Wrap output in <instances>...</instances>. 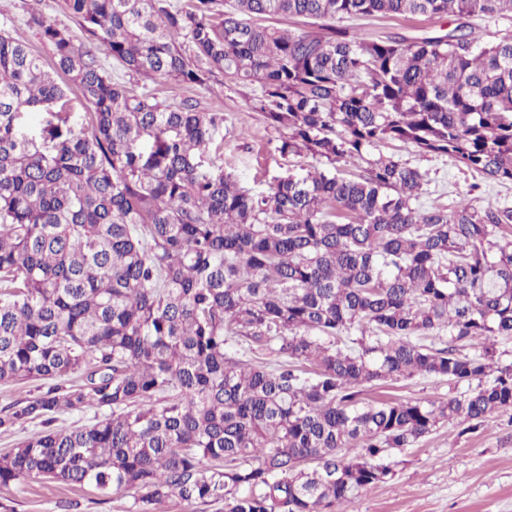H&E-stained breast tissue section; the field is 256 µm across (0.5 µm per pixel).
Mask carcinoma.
<instances>
[{
	"label": "carcinoma",
	"mask_w": 512,
	"mask_h": 512,
	"mask_svg": "<svg viewBox=\"0 0 512 512\" xmlns=\"http://www.w3.org/2000/svg\"><path fill=\"white\" fill-rule=\"evenodd\" d=\"M62 3L129 74L259 84L251 108L284 132L280 154L333 168L239 187L201 164L223 114L137 93L35 17L92 108L79 124L54 72L0 31V382H42L0 411V432L42 426L0 454V486L134 490L131 512L173 496L336 512L392 477L391 450L512 410L496 350L512 336V205L426 207V173L370 156L401 142L512 184V31L484 41L470 22L512 17V0ZM283 16L318 30L269 24ZM376 16L454 26L366 40L342 25ZM32 113L44 124L25 127ZM415 376L467 389L361 398ZM89 408L94 423L52 427Z\"/></svg>",
	"instance_id": "obj_1"
}]
</instances>
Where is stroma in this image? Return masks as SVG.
Listing matches in <instances>:
<instances>
[{"label":"stroma","mask_w":512,"mask_h":512,"mask_svg":"<svg viewBox=\"0 0 512 512\" xmlns=\"http://www.w3.org/2000/svg\"><path fill=\"white\" fill-rule=\"evenodd\" d=\"M37 16L67 29L75 42L87 43L77 18L60 0H0V28L27 43L50 67L54 50L34 24ZM349 25L363 38L375 40L393 34L417 37L434 29L436 23L422 17L387 16L353 19ZM160 92L167 101L191 98L201 111L223 114L224 123L202 156L204 168H223L242 188L258 192L268 190L292 167V159L277 149L278 133L267 128L261 113L252 110L251 90H238L222 73H214L203 86L169 82ZM378 150L427 172L423 205L450 208L464 198L477 206L495 200L512 202V184L489 183L451 158L424 157L398 142L381 144ZM450 391L447 380L417 376L381 383L367 391L365 398L439 401ZM391 461L393 477L361 490L347 512H512V414L495 415L481 430L464 436L452 425L440 426L412 447L395 452ZM132 502L127 492L101 494L45 480L0 486L5 512H129Z\"/></svg>","instance_id":"35a3bbf8"}]
</instances>
